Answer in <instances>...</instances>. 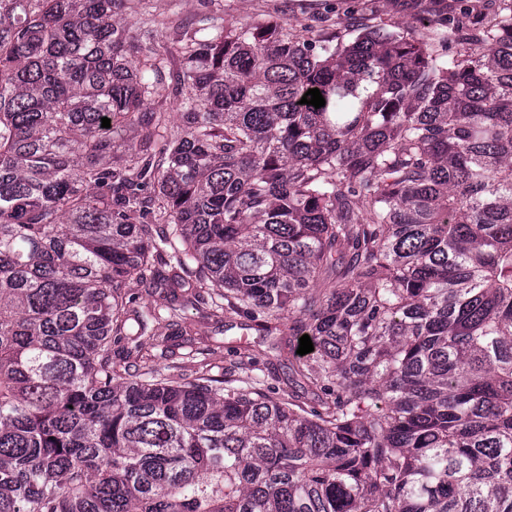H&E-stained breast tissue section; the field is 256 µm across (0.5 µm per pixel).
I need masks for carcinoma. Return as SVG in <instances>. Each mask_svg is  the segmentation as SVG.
Returning a JSON list of instances; mask_svg holds the SVG:
<instances>
[{
  "mask_svg": "<svg viewBox=\"0 0 512 512\" xmlns=\"http://www.w3.org/2000/svg\"><path fill=\"white\" fill-rule=\"evenodd\" d=\"M500 2L304 36L0 0V512H512ZM189 308L288 337V389L141 370Z\"/></svg>",
  "mask_w": 512,
  "mask_h": 512,
  "instance_id": "cac0c4a2",
  "label": "carcinoma"
}]
</instances>
